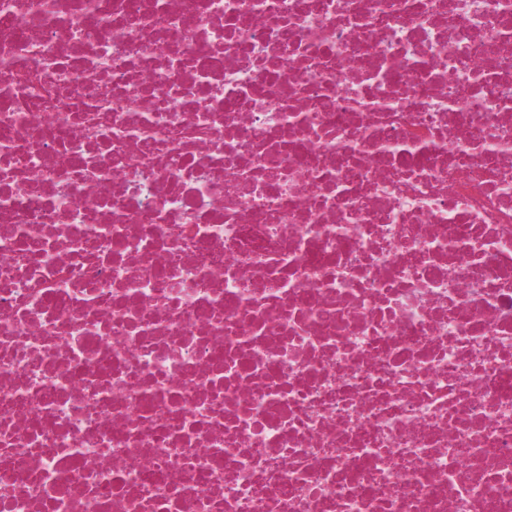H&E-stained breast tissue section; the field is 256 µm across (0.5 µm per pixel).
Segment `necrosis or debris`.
<instances>
[{"label": "necrosis or debris", "mask_w": 512, "mask_h": 512, "mask_svg": "<svg viewBox=\"0 0 512 512\" xmlns=\"http://www.w3.org/2000/svg\"><path fill=\"white\" fill-rule=\"evenodd\" d=\"M0 512H512V0H0Z\"/></svg>", "instance_id": "4bbe7bcc"}]
</instances>
